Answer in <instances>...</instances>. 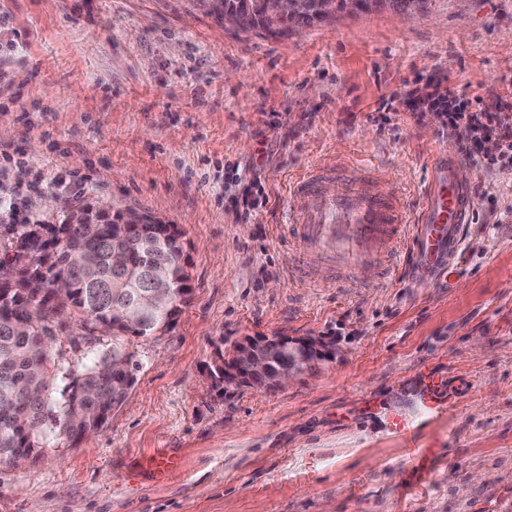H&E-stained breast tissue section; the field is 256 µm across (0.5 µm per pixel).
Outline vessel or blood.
Instances as JSON below:
<instances>
[{"instance_id":"vessel-or-blood-1","label":"vessel or blood","mask_w":512,"mask_h":512,"mask_svg":"<svg viewBox=\"0 0 512 512\" xmlns=\"http://www.w3.org/2000/svg\"><path fill=\"white\" fill-rule=\"evenodd\" d=\"M468 163L459 157L433 163L417 217H409L394 191L376 177L353 180L345 166L309 168L290 178L288 222L283 235L291 250L292 276L300 278L330 269L345 287L358 284L360 269L389 253L403 251L402 264L388 273L430 278L460 255L462 227L474 210L468 192ZM338 187L327 191V181ZM447 402L439 382L425 379L418 409L433 414Z\"/></svg>"}]
</instances>
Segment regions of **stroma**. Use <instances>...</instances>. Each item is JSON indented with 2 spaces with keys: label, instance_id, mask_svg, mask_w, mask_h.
I'll use <instances>...</instances> for the list:
<instances>
[{
  "label": "stroma",
  "instance_id": "obj_1",
  "mask_svg": "<svg viewBox=\"0 0 512 512\" xmlns=\"http://www.w3.org/2000/svg\"><path fill=\"white\" fill-rule=\"evenodd\" d=\"M222 12L0 0V225L58 223L59 198L149 215L182 230L193 287L173 327L123 335L135 382L99 430L53 423L36 459L0 462V512H512V169L471 168L479 219L433 280L384 285L374 266L316 287L290 276L281 230L288 180L313 166L374 172L416 212L454 143L386 103L407 82L506 95L512 0L339 12L288 38ZM254 177L268 201L248 213ZM255 335L332 336L339 355L283 390L214 386L216 347ZM111 347L60 322L54 404ZM431 370L451 406L424 415ZM160 452L181 460L164 481Z\"/></svg>",
  "mask_w": 512,
  "mask_h": 512
}]
</instances>
